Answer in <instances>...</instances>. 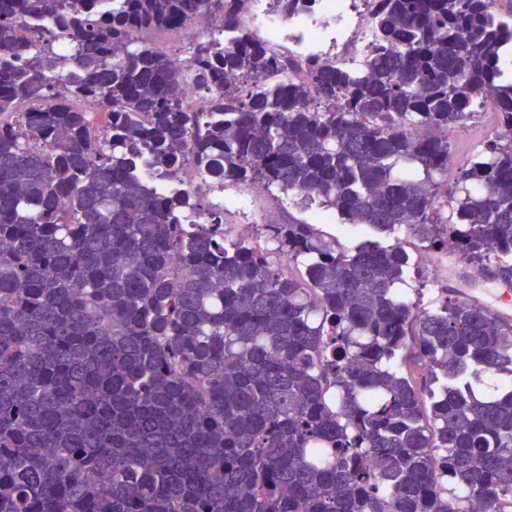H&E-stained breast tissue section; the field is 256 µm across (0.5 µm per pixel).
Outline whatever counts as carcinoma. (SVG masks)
Masks as SVG:
<instances>
[{
	"label": "carcinoma",
	"instance_id": "1",
	"mask_svg": "<svg viewBox=\"0 0 512 512\" xmlns=\"http://www.w3.org/2000/svg\"><path fill=\"white\" fill-rule=\"evenodd\" d=\"M242 6L0 0V512H512L511 320L410 301L398 240L262 248L144 178L294 192L509 283L512 14L378 0L362 67L293 79ZM207 15L236 37L181 71L139 40ZM486 106L446 216L448 133Z\"/></svg>",
	"mask_w": 512,
	"mask_h": 512
}]
</instances>
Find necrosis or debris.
Wrapping results in <instances>:
<instances>
[{
  "label": "necrosis or debris",
  "instance_id": "obj_1",
  "mask_svg": "<svg viewBox=\"0 0 512 512\" xmlns=\"http://www.w3.org/2000/svg\"><path fill=\"white\" fill-rule=\"evenodd\" d=\"M375 5L376 0H309L287 17L273 9L272 0H246L243 25L296 62L319 55L354 66L375 41L369 20Z\"/></svg>",
  "mask_w": 512,
  "mask_h": 512
}]
</instances>
